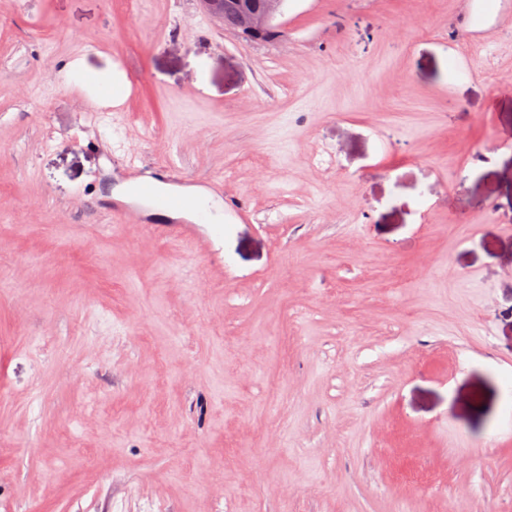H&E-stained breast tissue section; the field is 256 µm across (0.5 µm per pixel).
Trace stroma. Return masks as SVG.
<instances>
[{
	"mask_svg": "<svg viewBox=\"0 0 512 512\" xmlns=\"http://www.w3.org/2000/svg\"><path fill=\"white\" fill-rule=\"evenodd\" d=\"M491 2L284 0L250 40L198 0H0V512H512ZM73 60L134 78L119 116ZM131 162L223 223L115 219Z\"/></svg>",
	"mask_w": 512,
	"mask_h": 512,
	"instance_id": "1",
	"label": "stroma"
}]
</instances>
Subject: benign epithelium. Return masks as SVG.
<instances>
[{"mask_svg":"<svg viewBox=\"0 0 512 512\" xmlns=\"http://www.w3.org/2000/svg\"><path fill=\"white\" fill-rule=\"evenodd\" d=\"M204 9L218 23L231 18L227 29L251 39H264L275 32L274 20L284 0H201Z\"/></svg>","mask_w":512,"mask_h":512,"instance_id":"benign-epithelium-1","label":"benign epithelium"}]
</instances>
